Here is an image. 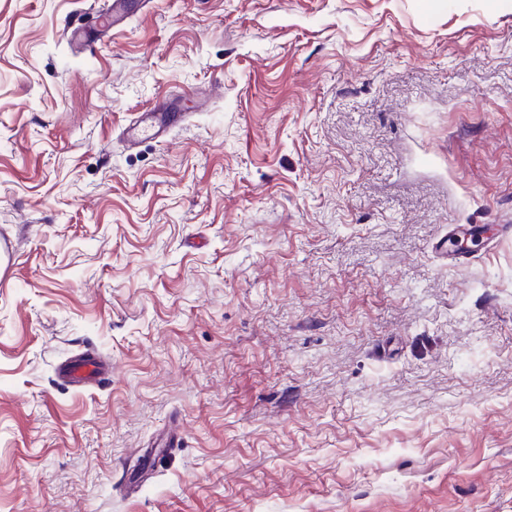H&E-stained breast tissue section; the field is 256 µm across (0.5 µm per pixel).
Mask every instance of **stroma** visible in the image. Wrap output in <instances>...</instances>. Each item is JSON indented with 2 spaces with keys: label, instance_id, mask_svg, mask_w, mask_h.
Listing matches in <instances>:
<instances>
[{
  "label": "stroma",
  "instance_id": "stroma-1",
  "mask_svg": "<svg viewBox=\"0 0 512 512\" xmlns=\"http://www.w3.org/2000/svg\"><path fill=\"white\" fill-rule=\"evenodd\" d=\"M89 5L0 0V512H512V0ZM179 98H172L171 112L152 109L139 114L133 128L135 133L128 139L129 145L136 144L142 137L160 141L169 136L174 128L185 124L194 112H181L177 108ZM57 369L59 377L71 386L105 387L111 382L112 368L91 351L75 355L60 363Z\"/></svg>",
  "mask_w": 512,
  "mask_h": 512
}]
</instances>
